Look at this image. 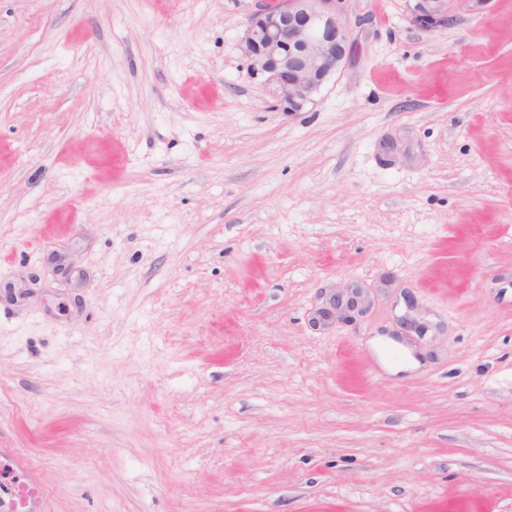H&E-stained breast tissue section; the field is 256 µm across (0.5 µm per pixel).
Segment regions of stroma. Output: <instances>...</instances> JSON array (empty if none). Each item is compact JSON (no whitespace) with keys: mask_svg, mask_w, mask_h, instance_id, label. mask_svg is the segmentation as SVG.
I'll list each match as a JSON object with an SVG mask.
<instances>
[{"mask_svg":"<svg viewBox=\"0 0 512 512\" xmlns=\"http://www.w3.org/2000/svg\"><path fill=\"white\" fill-rule=\"evenodd\" d=\"M268 2L0 0V512H512V0L291 113ZM346 291L338 294L330 303V308L321 311V317L324 321L350 320L359 315L365 309L366 298L363 289L354 285L346 288Z\"/></svg>","mask_w":512,"mask_h":512,"instance_id":"stroma-1","label":"stroma"}]
</instances>
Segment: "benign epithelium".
Segmentation results:
<instances>
[{"mask_svg": "<svg viewBox=\"0 0 512 512\" xmlns=\"http://www.w3.org/2000/svg\"><path fill=\"white\" fill-rule=\"evenodd\" d=\"M348 0H279L249 16L241 49L250 70L274 84L277 109L302 112L357 53L344 18ZM493 0H405L410 23L423 31L448 28L461 13H481ZM366 298L354 285L321 311L325 321L362 313Z\"/></svg>", "mask_w": 512, "mask_h": 512, "instance_id": "benign-epithelium-1", "label": "benign epithelium"}]
</instances>
